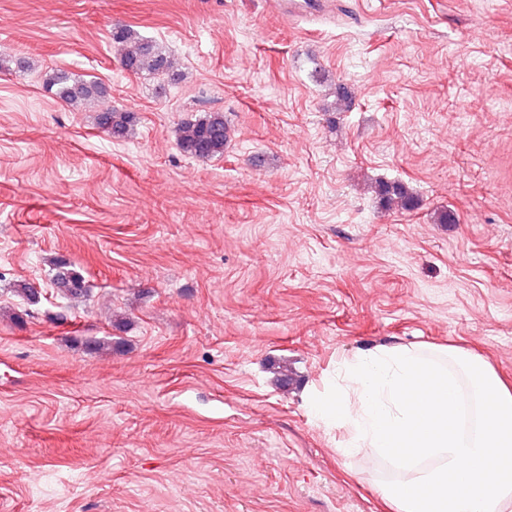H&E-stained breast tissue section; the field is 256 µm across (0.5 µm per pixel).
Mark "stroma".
<instances>
[{
	"label": "stroma",
	"mask_w": 512,
	"mask_h": 512,
	"mask_svg": "<svg viewBox=\"0 0 512 512\" xmlns=\"http://www.w3.org/2000/svg\"><path fill=\"white\" fill-rule=\"evenodd\" d=\"M117 23L183 79L122 70ZM17 57L35 68L0 70V512H386V461L341 454L311 409L339 364L452 345L512 380V0H0ZM56 69L105 84L131 137L57 99ZM213 111L235 142L191 158L175 127ZM60 262L88 296L54 291Z\"/></svg>",
	"instance_id": "stroma-1"
}]
</instances>
